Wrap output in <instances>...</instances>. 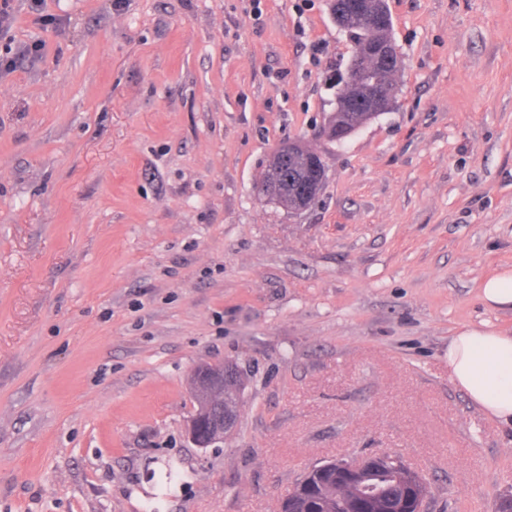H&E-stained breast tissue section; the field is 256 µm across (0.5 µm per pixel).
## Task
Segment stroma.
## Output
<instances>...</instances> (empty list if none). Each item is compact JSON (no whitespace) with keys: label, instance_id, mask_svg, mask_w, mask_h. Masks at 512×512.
<instances>
[{"label":"stroma","instance_id":"obj_1","mask_svg":"<svg viewBox=\"0 0 512 512\" xmlns=\"http://www.w3.org/2000/svg\"><path fill=\"white\" fill-rule=\"evenodd\" d=\"M387 5L396 102L336 142L326 0H44L48 26L13 0L0 512H279L311 466L387 452L430 512L512 495V426L448 376L458 329L512 332L482 297L512 273V0ZM288 140L325 167L300 211L256 189ZM228 361L239 427L195 447L191 372Z\"/></svg>","mask_w":512,"mask_h":512}]
</instances>
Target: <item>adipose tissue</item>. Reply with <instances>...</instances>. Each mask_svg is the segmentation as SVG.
<instances>
[{
  "label": "adipose tissue",
  "mask_w": 512,
  "mask_h": 512,
  "mask_svg": "<svg viewBox=\"0 0 512 512\" xmlns=\"http://www.w3.org/2000/svg\"><path fill=\"white\" fill-rule=\"evenodd\" d=\"M448 374L476 408L512 426V333L459 329L448 341Z\"/></svg>",
  "instance_id": "ef3b65f1"
}]
</instances>
